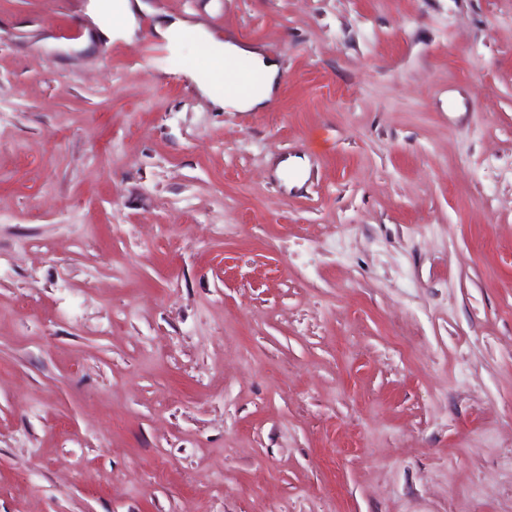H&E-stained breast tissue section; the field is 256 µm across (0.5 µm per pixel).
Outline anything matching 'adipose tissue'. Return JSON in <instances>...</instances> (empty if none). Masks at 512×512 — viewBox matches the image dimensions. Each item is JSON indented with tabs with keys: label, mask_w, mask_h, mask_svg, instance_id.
Listing matches in <instances>:
<instances>
[{
	"label": "adipose tissue",
	"mask_w": 512,
	"mask_h": 512,
	"mask_svg": "<svg viewBox=\"0 0 512 512\" xmlns=\"http://www.w3.org/2000/svg\"><path fill=\"white\" fill-rule=\"evenodd\" d=\"M149 9L146 0H91L88 6L97 24L96 39L111 42L132 41L139 29V14ZM155 33L168 47L176 50L188 42L202 48L212 77L197 80L196 85L205 97L222 109L263 110L280 84L282 71L276 59L256 47L229 39L218 40L203 23L166 17L157 22ZM243 58L249 60L250 72L259 75V84L246 91L226 89V82L234 78V66Z\"/></svg>",
	"instance_id": "1"
}]
</instances>
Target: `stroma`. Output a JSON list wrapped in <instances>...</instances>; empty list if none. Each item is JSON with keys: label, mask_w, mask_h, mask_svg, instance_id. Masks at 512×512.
<instances>
[{"label": "stroma", "mask_w": 512, "mask_h": 512, "mask_svg": "<svg viewBox=\"0 0 512 512\" xmlns=\"http://www.w3.org/2000/svg\"><path fill=\"white\" fill-rule=\"evenodd\" d=\"M87 5L0 0V512H512V0ZM88 10L95 19L96 40L131 42L139 29L138 15L151 10L146 0H90ZM155 33L172 49H180L189 41L202 47L213 79H200L192 70L187 71L186 75L197 85L205 97L224 111L228 109L262 111L280 84L282 71L276 59L256 47L229 39L218 40L201 22H192L179 17H166L157 22ZM242 58L249 60L250 67L247 70L250 72L240 71L238 87L241 90L248 89L256 83L258 77L253 73L259 75L260 83L251 90H225L224 92V81H233L232 67Z\"/></svg>", "instance_id": "obj_1"}]
</instances>
